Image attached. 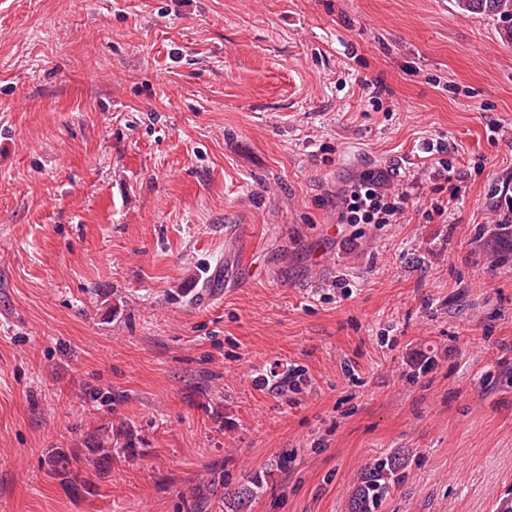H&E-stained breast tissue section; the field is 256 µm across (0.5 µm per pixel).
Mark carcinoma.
I'll return each instance as SVG.
<instances>
[{"label": "carcinoma", "instance_id": "carcinoma-1", "mask_svg": "<svg viewBox=\"0 0 512 512\" xmlns=\"http://www.w3.org/2000/svg\"><path fill=\"white\" fill-rule=\"evenodd\" d=\"M462 12L493 15L512 21V0H456ZM81 448L68 453L59 451L49 459L47 474L61 477L76 492L91 485L90 475H99L112 465V457H134L139 454L137 440L125 430L112 433L103 427L80 439ZM410 457L399 452L385 459H376L361 470L349 497L347 512H380L393 486L399 483L409 466ZM263 478L254 475L233 488L224 484V499L231 512H245L263 488Z\"/></svg>", "mask_w": 512, "mask_h": 512}]
</instances>
